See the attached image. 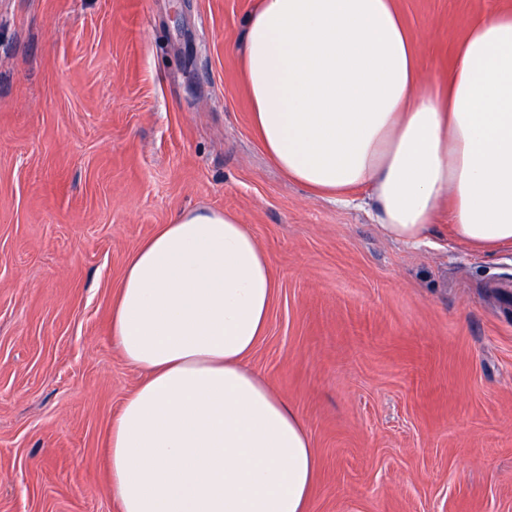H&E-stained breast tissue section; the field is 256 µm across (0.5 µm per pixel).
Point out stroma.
<instances>
[{"mask_svg":"<svg viewBox=\"0 0 512 512\" xmlns=\"http://www.w3.org/2000/svg\"><path fill=\"white\" fill-rule=\"evenodd\" d=\"M443 82L477 15L395 0ZM256 0H0V512H120L107 439L141 373L110 336L138 245L236 213L276 279L248 366L299 410L309 512H512V246L383 237L367 190L268 158L238 51Z\"/></svg>","mask_w":512,"mask_h":512,"instance_id":"35a3bbf8","label":"stroma"}]
</instances>
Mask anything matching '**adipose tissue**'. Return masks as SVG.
<instances>
[{
	"mask_svg": "<svg viewBox=\"0 0 512 512\" xmlns=\"http://www.w3.org/2000/svg\"><path fill=\"white\" fill-rule=\"evenodd\" d=\"M239 60L289 179L341 205L369 189L394 242L423 243L444 201L458 240L512 245V13L469 22L441 85L393 0H257ZM274 289L233 213L182 212L136 248L111 316L143 373L109 434L121 512H308L318 461L303 418L247 367Z\"/></svg>",
	"mask_w": 512,
	"mask_h": 512,
	"instance_id": "ef3b65f1",
	"label": "adipose tissue"
}]
</instances>
